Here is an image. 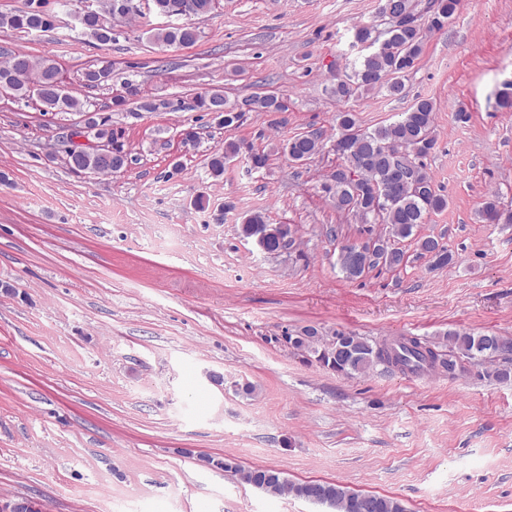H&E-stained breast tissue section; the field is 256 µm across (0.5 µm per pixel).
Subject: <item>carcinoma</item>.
<instances>
[{
	"mask_svg": "<svg viewBox=\"0 0 512 512\" xmlns=\"http://www.w3.org/2000/svg\"><path fill=\"white\" fill-rule=\"evenodd\" d=\"M97 9L80 19L84 33L99 44H108L116 39L115 29L128 18L141 12L121 7V0H97ZM461 0H433L430 15L425 17L417 10L416 0H385L383 16L397 12L405 21L395 25L388 23L384 39H379L372 24H359L353 28L352 44L371 53L362 55L348 63L349 72L336 80L329 95L345 101L354 95L377 86L386 88L392 96L404 90V80L416 67L426 40V33L442 30L458 11ZM54 26V15L48 0H24L23 7L0 13V29L29 34L46 32ZM201 31L196 23L169 24L154 35L155 43L165 47L193 45ZM7 61L0 65V85L7 86L18 100L35 96L45 112H76L85 115L91 111L92 103L72 95L63 84L60 68L49 56L33 57L23 50L6 54ZM112 81L100 66L90 64L81 73V86L96 89ZM192 108L212 114L220 110L237 113L236 122L243 123L249 112H287L288 97L283 101L267 94H254L233 104L226 102L224 94L215 90L197 96ZM435 120L434 102L418 98L401 117L371 131L357 125L354 113L336 114L339 136L333 145L338 160V169L330 175L324 185L336 211L355 217L363 224H383L386 231L378 235L369 233L374 251L361 255L360 266L348 268L339 264L340 270L349 279L362 277L377 267L389 270L403 269L409 263L407 252L401 242L413 239L417 256L429 260L434 268H445L455 264V253L433 236H416V229L426 223L430 214L448 207V199L439 193L432 176L426 169V159L436 146L433 135ZM89 132L95 138H115L109 119L95 115ZM324 148L318 132L297 133L272 151L248 149L247 161L251 169L259 171L268 166L271 152H281L294 163L303 164L319 155ZM241 146L234 140L224 141V150L213 153L208 160L209 175L218 179L224 175L227 161L237 157ZM121 160V155L112 161H100L91 153L82 155L79 163L97 173H112V164ZM482 218L490 224H512V213L502 210L496 197L485 200ZM268 232L269 250L289 248L293 242V230L288 224H271L262 213H253L241 224L240 232L245 238L258 234V227ZM319 331L305 328L295 338H289L294 346L310 351L317 362L338 374L351 376L367 374L377 366L396 369L402 373L419 374L428 369H442L454 377L466 370L464 362L479 356L494 358L501 353L512 355V339L496 334H471L454 330L446 333L448 352L433 350L417 337H402L394 340L390 348L377 345L368 339L344 331L333 336L352 348V357L338 358L335 349L317 340ZM208 464L224 470L232 469L239 479L272 496H292L304 501L325 505L335 512H359L358 498L361 493L328 481L295 482L283 476L277 469L269 467L241 466L236 458L224 456L218 462L210 459ZM375 507L372 512H408L402 500L386 495H373Z\"/></svg>",
	"mask_w": 512,
	"mask_h": 512,
	"instance_id": "cac0c4a2",
	"label": "carcinoma"
}]
</instances>
